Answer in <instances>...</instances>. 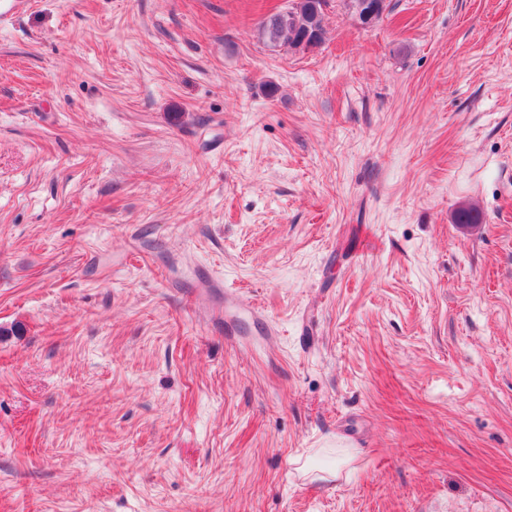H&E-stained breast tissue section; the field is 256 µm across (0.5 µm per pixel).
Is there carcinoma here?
Masks as SVG:
<instances>
[{
    "label": "carcinoma",
    "instance_id": "obj_1",
    "mask_svg": "<svg viewBox=\"0 0 512 512\" xmlns=\"http://www.w3.org/2000/svg\"><path fill=\"white\" fill-rule=\"evenodd\" d=\"M327 0H293L286 12L275 13L265 18L260 31L272 47L300 48L302 37L316 36L323 40L324 29L322 4Z\"/></svg>",
    "mask_w": 512,
    "mask_h": 512
}]
</instances>
